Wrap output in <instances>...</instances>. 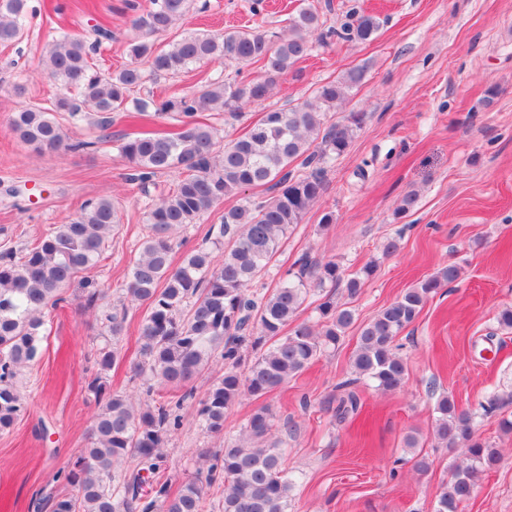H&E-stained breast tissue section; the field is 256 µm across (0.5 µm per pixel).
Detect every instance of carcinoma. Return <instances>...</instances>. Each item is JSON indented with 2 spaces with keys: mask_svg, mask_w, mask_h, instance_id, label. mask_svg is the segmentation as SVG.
I'll use <instances>...</instances> for the list:
<instances>
[{
  "mask_svg": "<svg viewBox=\"0 0 512 512\" xmlns=\"http://www.w3.org/2000/svg\"><path fill=\"white\" fill-rule=\"evenodd\" d=\"M30 0H0V44L11 45L25 35ZM194 0H151L150 9L131 12L134 37L128 40L129 62L105 71L93 62L112 29L102 22L84 35L61 32L48 43L45 71L59 90L53 107L22 106L13 112V134L35 150L78 152L95 147L94 140H71L56 119L80 124L94 115L105 132L116 118L131 122L171 117L175 132L124 135L117 145L132 165L129 180L150 195L153 179L172 169L189 174L146 212L149 234L139 246L125 283L130 302L147 306L138 340L142 360L130 365L131 378L148 377V392L171 390L177 400L144 402L130 394L106 390L105 372L117 362L109 338L124 329L126 309L105 315L104 343L95 354L96 374L87 382L98 399L88 446L71 465L57 470L59 490L39 497L37 508L49 512H288L295 482L285 467L284 447L295 437L296 423L276 419L266 405L255 407L242 433L204 453L206 467L171 490L162 471L168 436L183 426L184 404L198 402V424L209 434L224 433V415L244 399L258 400L301 375L329 350H336L346 332L357 327L351 376L336 384L325 401L339 423L356 419L361 407L357 387L363 383L382 392L402 390L407 382L406 359L397 344L439 288L455 282L458 267L438 269L406 289L371 319L357 323L355 310L335 298L343 286L358 294L377 265L370 262L345 277L338 262L300 255L269 291L252 284L268 274L288 234L326 190L327 168L343 154L366 120L351 112L340 122L330 112L365 80L366 67H354L320 84L310 100L288 109H268L237 138L217 151V131L203 121L208 112L237 119L241 108L267 100L280 78L312 50L310 34L319 42L336 37L366 42L380 28L379 18L353 6L338 28L321 30L320 13L312 0L289 18L287 33L226 30L187 33L165 46L157 37L168 32L193 8ZM205 62L231 64L237 72L257 65L263 75L234 82L217 75L192 96L158 101L133 92L160 75H176ZM249 189L270 194L262 200L244 197L224 210L222 224L209 229L206 241L222 247V263L212 266V253L199 246L173 262L178 232L225 198ZM117 210L108 197L84 202L65 224L37 246L17 253L0 251V432L9 430L23 407L17 386L21 370L40 354L43 310L64 302L62 291L77 274L94 267L115 229ZM317 299L314 321H297L312 291ZM250 345L259 354L246 371H238L240 353ZM224 361V375L197 397L190 381L215 360ZM502 399L493 394L479 410L460 408L445 392L436 399L433 436L437 446L462 448L456 467L437 498L435 512H462L480 475L493 471L503 451L477 434L475 419H494L500 433L512 435V416L502 414ZM129 457L136 467L123 466ZM223 479V493L210 499V487Z\"/></svg>",
  "mask_w": 512,
  "mask_h": 512,
  "instance_id": "carcinoma-1",
  "label": "carcinoma"
}]
</instances>
